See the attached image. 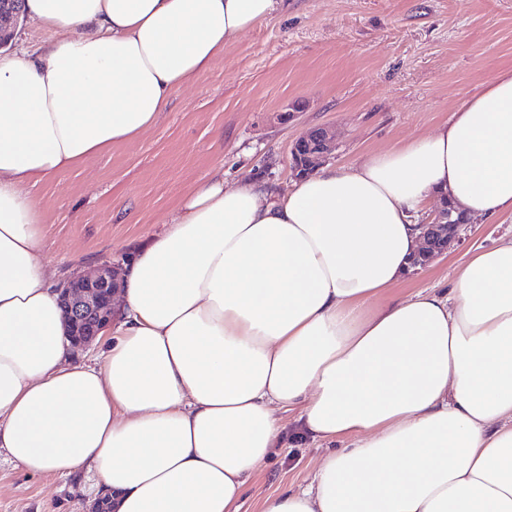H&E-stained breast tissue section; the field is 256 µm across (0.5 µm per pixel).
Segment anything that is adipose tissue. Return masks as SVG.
Masks as SVG:
<instances>
[{
  "label": "adipose tissue",
  "mask_w": 512,
  "mask_h": 512,
  "mask_svg": "<svg viewBox=\"0 0 512 512\" xmlns=\"http://www.w3.org/2000/svg\"><path fill=\"white\" fill-rule=\"evenodd\" d=\"M27 5L54 37L0 57L8 458L91 475L112 512H238L293 411L324 450L260 512H512V239L473 253L446 290L384 300L414 271L411 215L428 201L512 214V70L434 135L288 192L200 184L125 265L92 366L71 355L28 186L154 126L284 0Z\"/></svg>",
  "instance_id": "ef3b65f1"
}]
</instances>
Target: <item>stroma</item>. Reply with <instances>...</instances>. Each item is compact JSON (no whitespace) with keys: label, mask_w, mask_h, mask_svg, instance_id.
<instances>
[{"label":"stroma","mask_w":512,"mask_h":512,"mask_svg":"<svg viewBox=\"0 0 512 512\" xmlns=\"http://www.w3.org/2000/svg\"><path fill=\"white\" fill-rule=\"evenodd\" d=\"M509 68L512 0H288L174 90L146 133L30 188L47 229L44 261L62 281L128 258L219 174L229 187L249 180L288 191L291 146L313 127L334 130L336 166L428 137ZM511 239V214L473 219L447 256L388 296L446 288L469 251ZM320 454L310 442L274 449L240 512L303 484ZM90 486L81 475H31L0 455V512H86Z\"/></svg>","instance_id":"1"}]
</instances>
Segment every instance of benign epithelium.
Masks as SVG:
<instances>
[{
    "label": "benign epithelium",
    "mask_w": 512,
    "mask_h": 512,
    "mask_svg": "<svg viewBox=\"0 0 512 512\" xmlns=\"http://www.w3.org/2000/svg\"><path fill=\"white\" fill-rule=\"evenodd\" d=\"M24 18V8L17 7V0H0V49L9 45ZM336 147V136L330 128L323 126L310 130L292 146L294 175L303 177L313 165L330 160ZM418 228L421 246L414 257V265L421 268L448 253V249L461 239L462 225L448 223V209L444 205L418 224ZM119 270L120 267L105 263L66 281L60 288V302L73 348L88 349L111 322L120 288Z\"/></svg>",
    "instance_id": "1"
}]
</instances>
